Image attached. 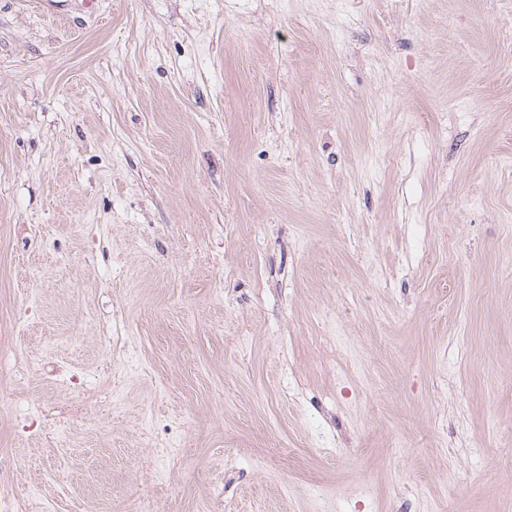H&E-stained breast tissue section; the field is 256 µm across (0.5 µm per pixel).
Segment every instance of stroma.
Here are the masks:
<instances>
[{"instance_id": "stroma-1", "label": "stroma", "mask_w": 512, "mask_h": 512, "mask_svg": "<svg viewBox=\"0 0 512 512\" xmlns=\"http://www.w3.org/2000/svg\"><path fill=\"white\" fill-rule=\"evenodd\" d=\"M0 336L28 512H512V0H0Z\"/></svg>"}]
</instances>
